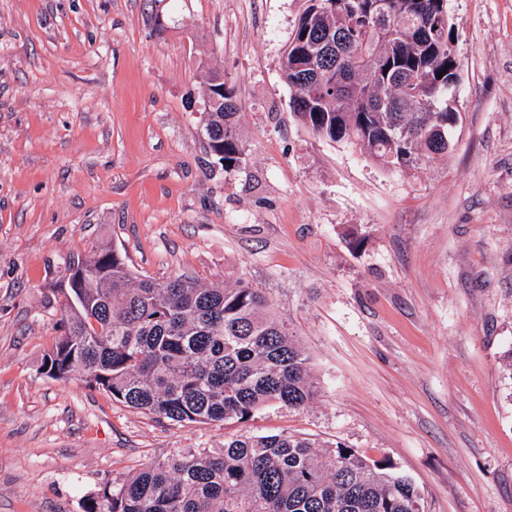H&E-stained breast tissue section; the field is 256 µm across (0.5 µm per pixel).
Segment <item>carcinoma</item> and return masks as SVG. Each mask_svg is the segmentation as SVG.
<instances>
[{"label": "carcinoma", "mask_w": 512, "mask_h": 512, "mask_svg": "<svg viewBox=\"0 0 512 512\" xmlns=\"http://www.w3.org/2000/svg\"><path fill=\"white\" fill-rule=\"evenodd\" d=\"M454 37L448 0H305L282 57L292 110L314 136L387 168L441 161L459 121ZM205 114L206 141H224V171L239 168L248 145L233 96H207ZM67 268L77 272L63 291V333L44 360L55 379L77 377L175 424L304 409L319 392L310 354L241 278L209 288L138 276L114 247ZM83 512H421V502L409 477L353 448L282 433L156 460L103 483Z\"/></svg>", "instance_id": "carcinoma-1"}]
</instances>
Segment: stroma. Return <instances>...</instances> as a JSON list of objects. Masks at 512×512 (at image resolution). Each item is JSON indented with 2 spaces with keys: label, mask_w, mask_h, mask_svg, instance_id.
<instances>
[{
  "label": "stroma",
  "mask_w": 512,
  "mask_h": 512,
  "mask_svg": "<svg viewBox=\"0 0 512 512\" xmlns=\"http://www.w3.org/2000/svg\"><path fill=\"white\" fill-rule=\"evenodd\" d=\"M303 7L0 0V512H82L156 459L279 433L407 475L423 512H512V0H448L460 122L415 171L297 121L281 59ZM208 70L235 83L231 173L203 136ZM101 245L265 289L316 399L179 425L50 377L65 268Z\"/></svg>",
  "instance_id": "obj_1"
}]
</instances>
